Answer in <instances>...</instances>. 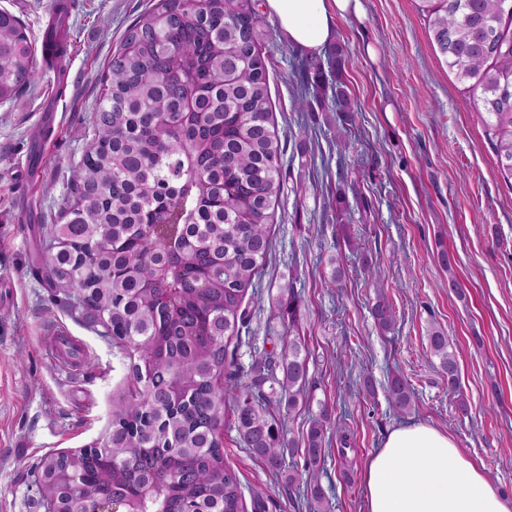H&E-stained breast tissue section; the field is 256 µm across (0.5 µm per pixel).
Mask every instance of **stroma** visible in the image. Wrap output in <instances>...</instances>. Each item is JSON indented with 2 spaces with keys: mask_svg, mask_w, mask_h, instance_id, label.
Wrapping results in <instances>:
<instances>
[{
  "mask_svg": "<svg viewBox=\"0 0 512 512\" xmlns=\"http://www.w3.org/2000/svg\"><path fill=\"white\" fill-rule=\"evenodd\" d=\"M156 0H77L70 18L69 89L53 112L57 80L41 76L14 104H0V512H36L28 471L43 455L101 442L113 405L133 387L130 356L55 306L33 274L45 263L42 226L69 201L66 183L91 140L98 79L136 10ZM362 17L337 18L342 73L301 84L304 49L264 15L272 119L284 148L283 191L273 209L272 247L255 288L235 357L249 370L255 352L278 350L288 323L276 306L282 287L300 301L309 406L283 416L295 452L321 407L331 421L320 482L327 512H365L362 468L396 426L428 422L448 431L512 495V185L497 170L474 96L432 44L418 0H363ZM375 57H368L367 48ZM343 79L354 119L333 103ZM306 90L308 107L295 98ZM344 205H337L338 193ZM348 225L357 248L340 231ZM452 269L438 261L440 250ZM376 262L378 285L364 278ZM343 267L341 280L333 270ZM456 279L459 289L448 286ZM395 313L390 330L372 316L377 297ZM448 338L458 361L450 393L428 334ZM78 347L60 366L56 340ZM414 392L410 410L392 409L391 376ZM370 378L372 392L361 383ZM350 447L339 454L340 433ZM224 463L263 512H309L305 483L287 486L240 447L233 412L224 415Z\"/></svg>",
  "mask_w": 512,
  "mask_h": 512,
  "instance_id": "obj_1",
  "label": "stroma"
}]
</instances>
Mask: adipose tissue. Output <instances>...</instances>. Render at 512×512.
<instances>
[{
  "label": "adipose tissue",
  "mask_w": 512,
  "mask_h": 512,
  "mask_svg": "<svg viewBox=\"0 0 512 512\" xmlns=\"http://www.w3.org/2000/svg\"><path fill=\"white\" fill-rule=\"evenodd\" d=\"M288 40L309 51L334 38L336 18L361 15L362 0H265ZM366 512H512L482 466L429 423L394 428L365 462Z\"/></svg>",
  "instance_id": "adipose-tissue-1"
}]
</instances>
